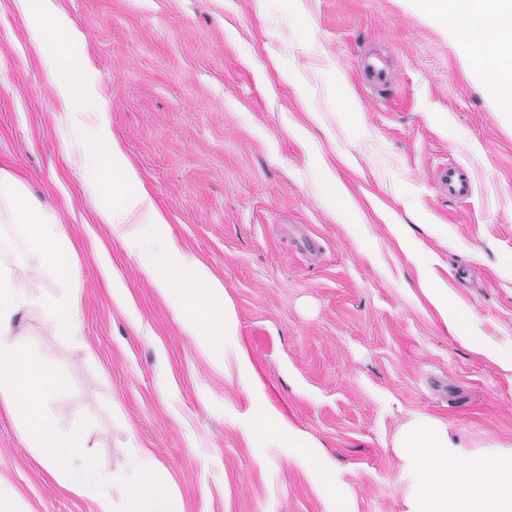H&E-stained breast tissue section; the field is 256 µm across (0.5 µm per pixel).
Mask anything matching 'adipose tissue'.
<instances>
[{"mask_svg": "<svg viewBox=\"0 0 512 512\" xmlns=\"http://www.w3.org/2000/svg\"><path fill=\"white\" fill-rule=\"evenodd\" d=\"M28 24L30 40L53 84L61 111L95 113L89 132L72 141L83 159V182L97 185L110 199L100 210L123 246L136 257L157 293L171 308L182 331L194 337L213 362L234 359L252 397L261 401L245 428L270 448L288 444L293 458L317 476L329 512H350L338 472L314 451L315 442L292 425L273 404L263 401L265 385L248 352L235 341V315L224 295V284L198 259L185 254L173 237L169 221L111 133L100 105L94 68L77 58L83 34L62 17L55 0H15ZM440 22L467 47H497L512 42V0H433ZM428 300L445 326L478 353H497L479 335L470 318L448 298L447 289L428 284ZM395 448L403 462L410 494L406 512H512V450L494 459L467 461L440 422L416 416L400 429Z\"/></svg>", "mask_w": 512, "mask_h": 512, "instance_id": "obj_1", "label": "adipose tissue"}]
</instances>
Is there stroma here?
Segmentation results:
<instances>
[{
  "label": "stroma",
  "mask_w": 512,
  "mask_h": 512,
  "mask_svg": "<svg viewBox=\"0 0 512 512\" xmlns=\"http://www.w3.org/2000/svg\"><path fill=\"white\" fill-rule=\"evenodd\" d=\"M57 4L85 35L111 132L182 250L223 281L266 399L341 471L352 512H405L394 441L412 415L447 424L467 455L512 448V370L455 340L421 291L437 274L512 357V112L488 89L512 78L507 55L458 45L420 0ZM371 41L392 57L393 90L359 77ZM67 125L14 0H0V167L78 246L84 345L37 313L17 323L70 385L50 406L57 424L89 417L108 472L149 452L184 512H328L305 467L244 432L235 363L204 356L101 221L107 198L74 176ZM452 159L476 171L463 201L432 183ZM100 244L132 309L105 286ZM0 490L14 512H98L2 413Z\"/></svg>",
  "instance_id": "stroma-1"
}]
</instances>
